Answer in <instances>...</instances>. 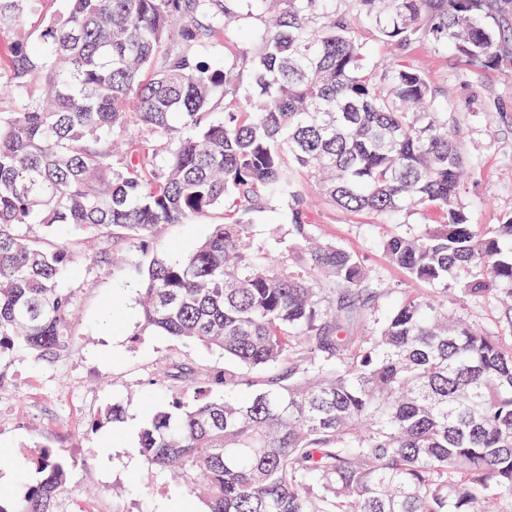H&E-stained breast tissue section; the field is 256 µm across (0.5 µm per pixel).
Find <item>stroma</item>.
<instances>
[{
    "instance_id": "35a3bbf8",
    "label": "stroma",
    "mask_w": 512,
    "mask_h": 512,
    "mask_svg": "<svg viewBox=\"0 0 512 512\" xmlns=\"http://www.w3.org/2000/svg\"><path fill=\"white\" fill-rule=\"evenodd\" d=\"M260 23L259 8L227 24L213 54L232 60L250 47ZM404 54L424 69L448 106V119L459 142L467 178L461 202L471 223L496 224L512 214V64L484 67L453 51L419 43ZM309 222L320 237L357 255L380 293L379 310L402 295H421L429 287L389 262L380 247L398 224L368 214L348 212L306 184ZM216 207L189 224H166L144 242L105 248L86 239L73 247L74 273L61 285L74 302L71 333L75 348L47 362L23 349L0 365V490L21 495L37 478L33 454L49 449L70 465L67 483L55 500L56 512H198L186 492L166 473L151 469L137 448L147 402L190 400L184 384L172 380L187 367L209 383L212 397L224 395L219 378L232 361L206 346L155 334L142 319V279L136 265L165 252L169 243L191 249L213 225L229 222ZM254 241L285 239L282 254L290 265L304 262L288 240V208L270 202L252 214ZM451 309L487 332L512 341V309L495 298L473 299L449 292ZM119 405L123 417L114 426L92 432L101 410Z\"/></svg>"
}]
</instances>
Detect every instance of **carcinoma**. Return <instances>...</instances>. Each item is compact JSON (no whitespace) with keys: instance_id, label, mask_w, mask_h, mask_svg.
<instances>
[{"instance_id":"cac0c4a2","label":"carcinoma","mask_w":512,"mask_h":512,"mask_svg":"<svg viewBox=\"0 0 512 512\" xmlns=\"http://www.w3.org/2000/svg\"><path fill=\"white\" fill-rule=\"evenodd\" d=\"M33 2L0 0V31L13 33L0 79V355L72 349L60 284L72 255L56 229L112 247L228 198L246 213L281 201L307 272L251 247L240 222L142 270L147 326L261 373L224 372L230 395L214 400L177 371L192 402L151 406L138 435L147 464L204 512H512V345L442 300L454 288L512 301V215L470 223L448 108L427 75L370 63L327 0H260L270 17L255 51L208 66L200 56L239 0H71L35 38ZM353 2L401 50L426 41L484 66L512 59V0ZM237 69L255 85L242 104ZM220 93L224 121L211 123ZM298 167L349 212L440 213L382 242L435 293L352 335L379 292L358 257L314 234ZM35 466L23 497L0 492V512H54L67 463L44 449Z\"/></svg>"}]
</instances>
